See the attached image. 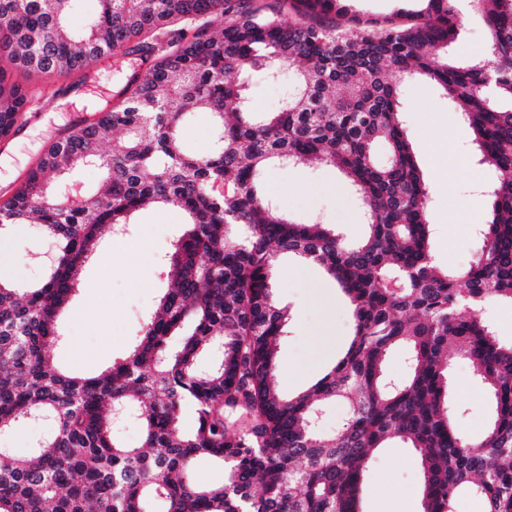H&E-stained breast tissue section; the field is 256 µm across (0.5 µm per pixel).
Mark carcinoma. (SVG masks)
I'll return each mask as SVG.
<instances>
[{
  "label": "carcinoma",
  "instance_id": "cac0c4a2",
  "mask_svg": "<svg viewBox=\"0 0 512 512\" xmlns=\"http://www.w3.org/2000/svg\"><path fill=\"white\" fill-rule=\"evenodd\" d=\"M74 2L0 0V138L29 103L15 72H83L133 41L145 70L111 110L67 129L0 206V231L35 224L55 243L44 278L0 282V432L54 423L30 458L0 448V512H149L152 502L164 512H358L364 472L392 438L421 459V512H456L464 495L484 512H512V344L480 316L489 302L512 304V0H469L487 31L481 60L448 54L462 26L457 0H427L406 24L350 16L347 0H283L296 13L289 22L231 0H100L79 30ZM394 73L446 95L477 163L497 173L483 246L464 271L434 263ZM259 78L292 83L283 110L255 108ZM194 113L215 130L204 152L183 141ZM310 159L345 175L364 211L359 243L285 217L259 190L268 163ZM87 163L103 169V188L56 200L49 175ZM150 202L189 216L164 260L172 287L122 362L68 376L50 345L81 267L101 235L125 230ZM282 253L320 265L352 307L345 355L296 397L273 383L290 320L272 294ZM397 345L409 373L392 381L384 362ZM215 349L218 362L199 370L198 356ZM454 355L494 406L475 440L448 399ZM337 399L350 415L322 433L319 403ZM122 408L141 429L139 448L115 438ZM201 457L223 463L222 482L192 481Z\"/></svg>",
  "mask_w": 512,
  "mask_h": 512
}]
</instances>
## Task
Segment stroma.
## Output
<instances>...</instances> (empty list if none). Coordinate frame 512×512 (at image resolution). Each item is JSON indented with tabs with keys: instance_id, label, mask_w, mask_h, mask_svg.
I'll return each mask as SVG.
<instances>
[{
	"instance_id": "1",
	"label": "stroma",
	"mask_w": 512,
	"mask_h": 512,
	"mask_svg": "<svg viewBox=\"0 0 512 512\" xmlns=\"http://www.w3.org/2000/svg\"><path fill=\"white\" fill-rule=\"evenodd\" d=\"M134 66V55L118 52L111 69L92 63L85 72L59 76L52 92L46 80L30 81L34 96L22 121L11 140L0 142V204L71 122H92L103 111L110 94ZM397 82L408 140L428 188L434 260L443 267H467L482 246L477 229L488 218L487 193L496 176L477 164L471 134L461 127L441 92L407 76L398 77ZM443 124L458 131L459 144L448 154L428 149ZM263 178L278 181L273 197L290 218L324 224L348 242L362 237L364 216L337 170L312 162L277 164L267 168ZM185 221L179 209L150 204L134 213L128 232L129 238L142 243V250L124 252L110 237L100 242L85 260L81 284L60 319L63 336L54 347L60 368L74 375H92L127 356L145 317L170 286L161 258ZM8 242L17 264L7 280L24 285L45 274V256L52 242L40 235L36 225L15 226ZM273 294L291 316L289 334L278 343L274 381L282 393L294 396L340 359L351 335V310L319 265L302 269L285 255L279 259ZM450 377L456 425L463 434L478 436L492 416L490 395L464 360L453 363ZM422 479L416 452L400 440H389L364 474L362 512H407V500L421 493Z\"/></svg>"
}]
</instances>
